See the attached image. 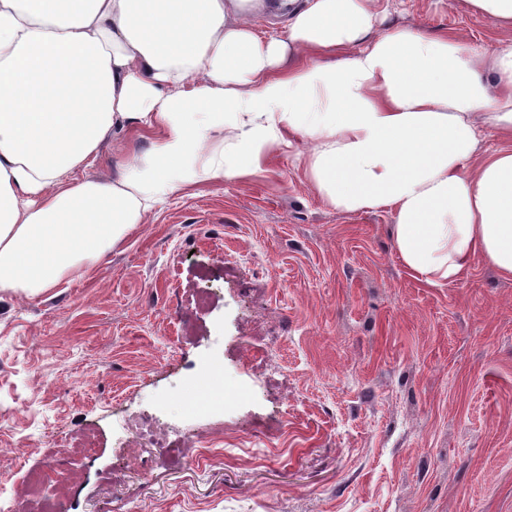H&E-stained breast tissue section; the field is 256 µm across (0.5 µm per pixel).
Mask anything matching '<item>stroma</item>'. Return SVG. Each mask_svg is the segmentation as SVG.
Here are the masks:
<instances>
[{
	"mask_svg": "<svg viewBox=\"0 0 512 512\" xmlns=\"http://www.w3.org/2000/svg\"><path fill=\"white\" fill-rule=\"evenodd\" d=\"M386 21L491 38L462 0ZM153 140L118 132L88 175ZM309 149L170 197L70 283L0 291V472L43 471L58 512H512V279L477 259L426 284L389 209L320 198ZM203 371L223 403L191 401ZM145 416L206 423L203 456L131 447Z\"/></svg>",
	"mask_w": 512,
	"mask_h": 512,
	"instance_id": "1",
	"label": "stroma"
}]
</instances>
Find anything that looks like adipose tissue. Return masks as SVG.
Here are the masks:
<instances>
[{
  "label": "adipose tissue",
  "instance_id": "ef3b65f1",
  "mask_svg": "<svg viewBox=\"0 0 512 512\" xmlns=\"http://www.w3.org/2000/svg\"><path fill=\"white\" fill-rule=\"evenodd\" d=\"M464 2L492 47L378 28L384 0H288L268 37L253 0H0V291L70 281L159 203L298 139L329 205L392 210L425 283L477 258L512 279V0ZM129 126L151 148L86 176Z\"/></svg>",
  "mask_w": 512,
  "mask_h": 512
}]
</instances>
